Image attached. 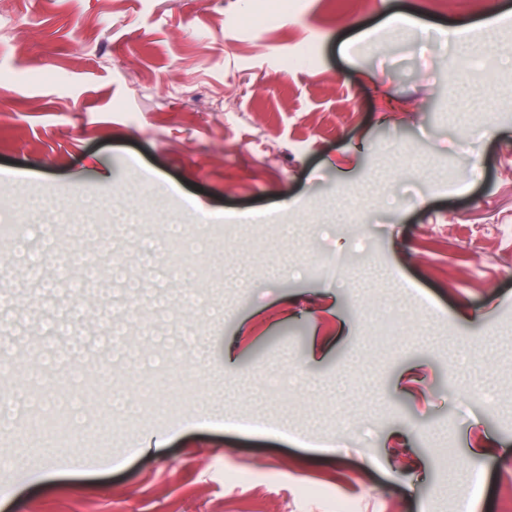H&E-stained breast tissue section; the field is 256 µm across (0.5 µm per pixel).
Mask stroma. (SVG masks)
<instances>
[{
    "label": "stroma",
    "instance_id": "1",
    "mask_svg": "<svg viewBox=\"0 0 512 512\" xmlns=\"http://www.w3.org/2000/svg\"><path fill=\"white\" fill-rule=\"evenodd\" d=\"M449 0H296L257 19L253 0H7L0 9V213L39 238L69 188L97 199L79 222L186 224L224 240L183 249L185 276L129 272L170 301L162 334L204 336L190 392L145 395L170 368L128 319L137 358L99 395L93 354L50 367L71 294L39 289L0 237V512H506L512 476V67L486 82L442 29L512 13ZM391 13L417 20L390 32ZM207 271L204 306L179 301ZM123 293L84 289L88 336ZM224 309L222 321L210 310ZM395 307L403 336L377 341ZM238 360L224 366V350ZM222 419L194 414L214 372ZM452 463H445L446 453ZM73 454L85 467L61 468Z\"/></svg>",
    "mask_w": 512,
    "mask_h": 512
}]
</instances>
